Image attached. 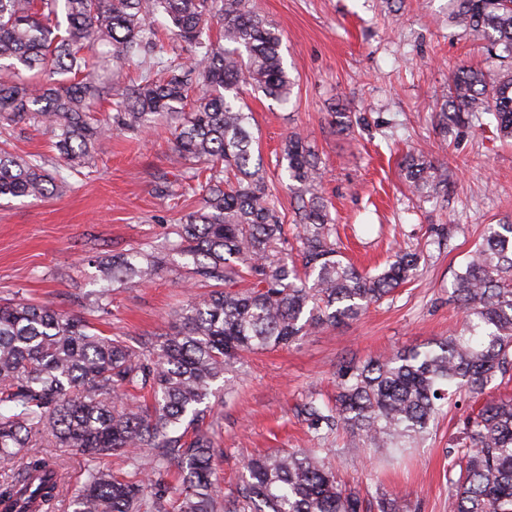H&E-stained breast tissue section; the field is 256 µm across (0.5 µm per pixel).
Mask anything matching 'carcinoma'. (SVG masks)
I'll return each mask as SVG.
<instances>
[{
	"mask_svg": "<svg viewBox=\"0 0 512 512\" xmlns=\"http://www.w3.org/2000/svg\"><path fill=\"white\" fill-rule=\"evenodd\" d=\"M448 19L512 60V0H448ZM130 66L137 79L112 92L110 75ZM292 87L282 33L251 0H0V198L53 196L68 185L63 171L80 172L107 133L139 134L163 119L183 178L203 195V206L171 227L165 249L213 287L181 309L171 332L134 343L46 305L0 303V512H53L60 501L64 464L35 450L46 437L85 458L71 512H364L360 490L339 486L321 447L330 434H360L397 459L454 399L482 396L512 375V224H497L455 274L460 329L340 368L334 402L297 408L313 447L249 460L242 484L221 494L203 425L227 366L358 319L411 281L420 262L398 251L371 273L344 260L320 192L323 169L299 131L288 134L281 161L298 189L302 264L285 261L284 217L243 94L286 106ZM104 99L113 114L102 124L90 114ZM486 113L512 138V65L494 78L472 67L449 76L442 128L480 127ZM26 121L52 132L54 169L7 149ZM403 170L416 190L445 183L421 156H406ZM162 265L158 255L128 253L102 276L139 285ZM116 454L121 468L101 465ZM448 455L457 469L451 512H512V397H491L468 414ZM171 466L180 469L176 487L165 479Z\"/></svg>",
	"mask_w": 512,
	"mask_h": 512,
	"instance_id": "carcinoma-1",
	"label": "carcinoma"
}]
</instances>
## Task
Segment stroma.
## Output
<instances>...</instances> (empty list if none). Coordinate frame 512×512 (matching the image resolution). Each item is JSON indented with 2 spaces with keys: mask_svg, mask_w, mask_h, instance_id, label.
I'll use <instances>...</instances> for the list:
<instances>
[{
  "mask_svg": "<svg viewBox=\"0 0 512 512\" xmlns=\"http://www.w3.org/2000/svg\"><path fill=\"white\" fill-rule=\"evenodd\" d=\"M255 8L281 30L294 81L288 108L259 93L245 98L283 213H291L294 194L279 186L276 154L289 131L301 130L325 170L322 190L346 258L373 270L403 248L419 254L420 272L359 320L229 368L232 390L216 401L210 428L225 490L241 480L249 458L306 446L307 427L294 410L311 397L331 399L342 364L386 357L460 327L463 315L450 299L455 274L484 225L512 222V141L492 124L446 136L435 128L453 70L472 65L493 74L502 67L484 43L449 24L448 0H255ZM338 106L353 113L352 132L332 125ZM169 138L162 124L139 136L112 132L96 145L86 175L62 193L0 201V298L80 315L112 336L168 331L176 310L210 290L188 278L176 253L152 281L115 287L108 313L93 301L113 255L160 251L171 225L201 205V194L179 184L183 162ZM51 143L50 131L26 122L11 150L51 161ZM410 152L445 173L447 186L412 193L402 168ZM467 409L464 401L449 408L398 463L371 452L358 434L331 436L340 482L372 501L403 494V512H448L446 451Z\"/></svg>",
  "mask_w": 512,
  "mask_h": 512,
  "instance_id": "35a3bbf8",
  "label": "stroma"
}]
</instances>
